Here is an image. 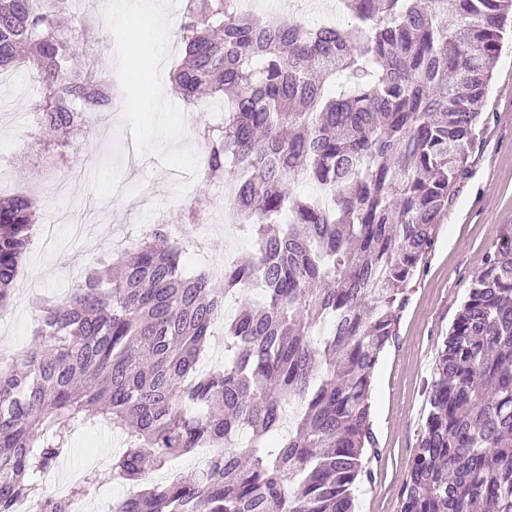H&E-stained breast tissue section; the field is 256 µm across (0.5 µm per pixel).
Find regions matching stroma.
<instances>
[{"mask_svg":"<svg viewBox=\"0 0 512 512\" xmlns=\"http://www.w3.org/2000/svg\"><path fill=\"white\" fill-rule=\"evenodd\" d=\"M106 0H68L83 5L85 41L93 56L112 64L114 95L123 111L93 117L88 140L56 151L35 135L31 107L42 94L28 72L0 74V196L38 187L39 224L51 225L34 239L14 284L12 302L0 311V346L26 348L32 341L33 303L64 298L86 267L116 259L132 249L144 225L165 220L182 235L196 227L185 214L199 196L198 126L218 121L224 102L207 99L202 112L179 111L171 74L181 58L177 28L161 32L167 52L158 68L132 54L137 28L130 18L106 9ZM166 86L173 110L153 112L152 78ZM483 121L473 143L468 171L435 229L431 247L406 287L396 339L375 373L373 429L377 439L367 464L374 478L359 494L356 512H399L407 465L419 442L427 413L428 384L437 349L447 335L484 257L502 225L512 224V48L498 55ZM205 218L218 251L184 259L186 273L252 255L253 245L225 225L223 194L210 192ZM122 442L109 430L76 428L70 451L55 466L47 494L94 472L96 499L113 501L130 491L112 478V458Z\"/></svg>","mask_w":512,"mask_h":512,"instance_id":"35a3bbf8","label":"stroma"}]
</instances>
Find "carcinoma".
I'll return each instance as SVG.
<instances>
[{"label": "carcinoma", "instance_id": "1", "mask_svg": "<svg viewBox=\"0 0 512 512\" xmlns=\"http://www.w3.org/2000/svg\"><path fill=\"white\" fill-rule=\"evenodd\" d=\"M63 0H0V71L21 62L44 90L35 129L71 146L112 82L58 21ZM344 21L263 19L240 0H192L172 80L191 107L227 96L207 127L208 186L232 205L254 258L220 283L186 274L190 239L158 223L69 295L36 305L31 347L0 372V512H67L42 477L78 426L107 425L135 482L209 449L197 480L133 492L113 512H355L374 374L404 290L467 172L512 0H339ZM320 193H294L300 182ZM36 202L0 198V309L34 230ZM260 285L225 318V300ZM224 320V366L201 374ZM399 512H512V224L438 351L429 410Z\"/></svg>", "mask_w": 512, "mask_h": 512}]
</instances>
